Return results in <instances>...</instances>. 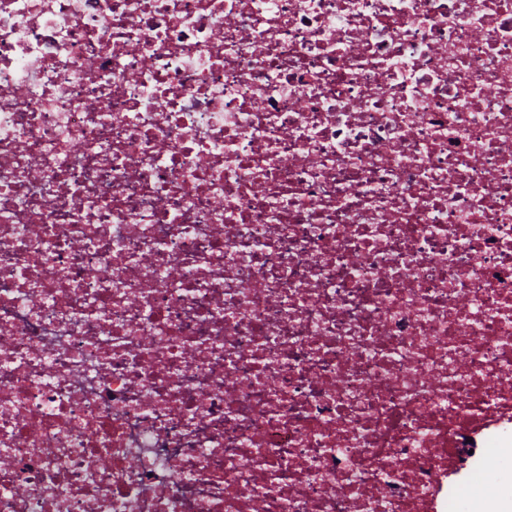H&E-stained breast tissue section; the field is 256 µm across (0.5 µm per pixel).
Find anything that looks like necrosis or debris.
Listing matches in <instances>:
<instances>
[{"label":"necrosis or debris","mask_w":512,"mask_h":512,"mask_svg":"<svg viewBox=\"0 0 512 512\" xmlns=\"http://www.w3.org/2000/svg\"><path fill=\"white\" fill-rule=\"evenodd\" d=\"M512 446V0H0V512H440Z\"/></svg>","instance_id":"4bbe7bcc"}]
</instances>
